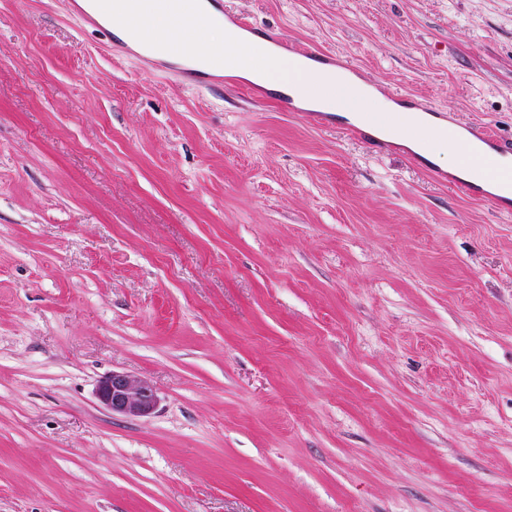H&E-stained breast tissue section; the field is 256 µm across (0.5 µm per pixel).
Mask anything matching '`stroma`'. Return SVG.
Returning a JSON list of instances; mask_svg holds the SVG:
<instances>
[{"label":"stroma","instance_id":"stroma-1","mask_svg":"<svg viewBox=\"0 0 512 512\" xmlns=\"http://www.w3.org/2000/svg\"><path fill=\"white\" fill-rule=\"evenodd\" d=\"M224 7L512 141V0ZM242 82L0 0V512H512V211ZM226 66L230 65L207 62V71L181 67L177 72L183 81L195 85L208 86L214 82H222L224 80ZM95 396L112 414L132 419L150 416L159 403L156 389L147 379L118 370L101 378Z\"/></svg>","mask_w":512,"mask_h":512}]
</instances>
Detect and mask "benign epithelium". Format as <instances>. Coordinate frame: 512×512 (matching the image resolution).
<instances>
[{
	"label": "benign epithelium",
	"mask_w": 512,
	"mask_h": 512,
	"mask_svg": "<svg viewBox=\"0 0 512 512\" xmlns=\"http://www.w3.org/2000/svg\"><path fill=\"white\" fill-rule=\"evenodd\" d=\"M95 396L106 410L132 419L150 416L159 403L156 389L147 379L118 370L101 378Z\"/></svg>",
	"instance_id": "7a95c632"
}]
</instances>
